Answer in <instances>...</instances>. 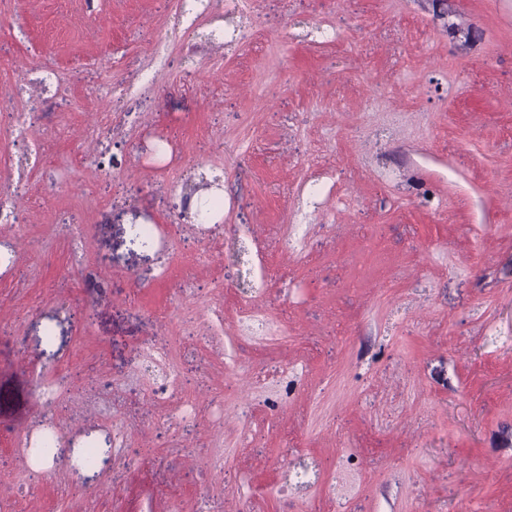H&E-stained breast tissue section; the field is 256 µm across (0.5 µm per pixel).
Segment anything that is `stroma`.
<instances>
[{"label":"stroma","mask_w":512,"mask_h":512,"mask_svg":"<svg viewBox=\"0 0 512 512\" xmlns=\"http://www.w3.org/2000/svg\"><path fill=\"white\" fill-rule=\"evenodd\" d=\"M203 4L0 0V512H512V0Z\"/></svg>","instance_id":"35a3bbf8"}]
</instances>
